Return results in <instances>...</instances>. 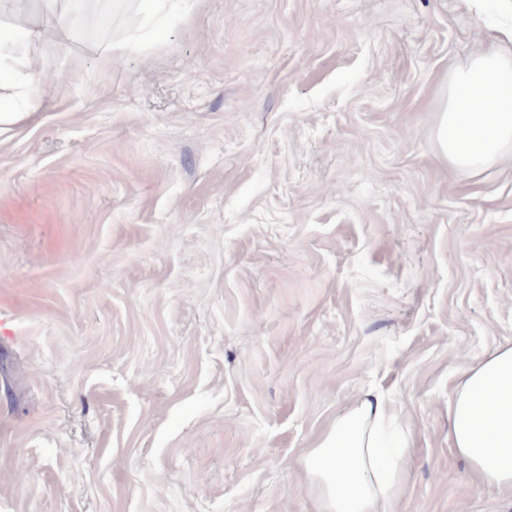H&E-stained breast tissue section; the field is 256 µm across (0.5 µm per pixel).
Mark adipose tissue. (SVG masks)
I'll list each match as a JSON object with an SVG mask.
<instances>
[{"label":"adipose tissue","mask_w":512,"mask_h":512,"mask_svg":"<svg viewBox=\"0 0 512 512\" xmlns=\"http://www.w3.org/2000/svg\"><path fill=\"white\" fill-rule=\"evenodd\" d=\"M478 102L483 110H475ZM435 143L458 174L512 149V56L480 49L450 72ZM393 420L381 398H359L301 457L319 512H382L401 493L403 460L379 451L381 432ZM448 439L479 482L512 492V345L462 370L448 396Z\"/></svg>","instance_id":"adipose-tissue-1"}]
</instances>
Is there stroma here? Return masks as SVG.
Returning <instances> with one entry per match:
<instances>
[{
    "label": "stroma",
    "mask_w": 512,
    "mask_h": 512,
    "mask_svg": "<svg viewBox=\"0 0 512 512\" xmlns=\"http://www.w3.org/2000/svg\"><path fill=\"white\" fill-rule=\"evenodd\" d=\"M51 59L0 134V512H317L363 394L409 434L385 512H512L448 444L512 344V157L451 171L448 73L512 0H0ZM25 479H18V470Z\"/></svg>",
    "instance_id": "35a3bbf8"
}]
</instances>
